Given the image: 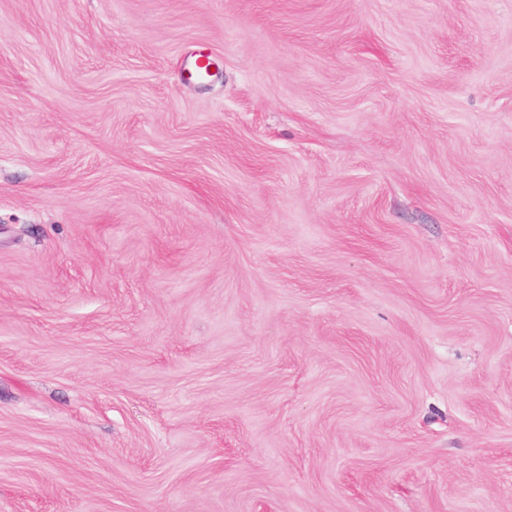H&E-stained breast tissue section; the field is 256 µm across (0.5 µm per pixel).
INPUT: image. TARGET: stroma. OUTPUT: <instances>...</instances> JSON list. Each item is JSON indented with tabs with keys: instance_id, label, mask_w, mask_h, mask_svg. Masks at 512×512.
I'll use <instances>...</instances> for the list:
<instances>
[{
	"instance_id": "35a3bbf8",
	"label": "stroma",
	"mask_w": 512,
	"mask_h": 512,
	"mask_svg": "<svg viewBox=\"0 0 512 512\" xmlns=\"http://www.w3.org/2000/svg\"><path fill=\"white\" fill-rule=\"evenodd\" d=\"M0 512H512V0H0Z\"/></svg>"
}]
</instances>
